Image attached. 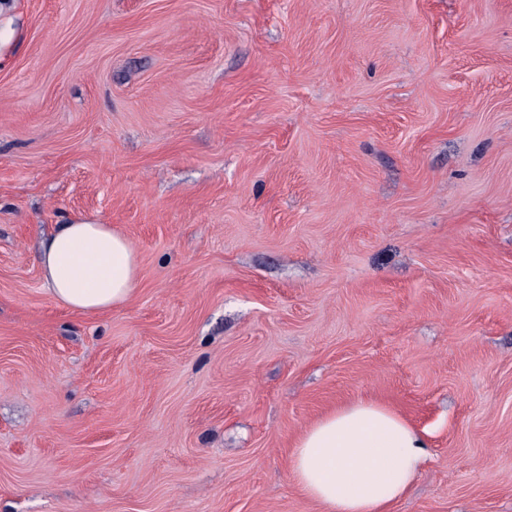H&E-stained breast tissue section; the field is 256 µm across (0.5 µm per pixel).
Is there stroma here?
Segmentation results:
<instances>
[{
    "label": "stroma",
    "mask_w": 512,
    "mask_h": 512,
    "mask_svg": "<svg viewBox=\"0 0 512 512\" xmlns=\"http://www.w3.org/2000/svg\"><path fill=\"white\" fill-rule=\"evenodd\" d=\"M82 220L123 306L45 289ZM357 399L392 512H512V0H0V512H320ZM39 265L52 299L80 313L120 306L138 284L137 254L112 224H61L43 243ZM426 448L403 417L356 401L326 413L298 437L290 471L321 512H389L408 494Z\"/></svg>",
    "instance_id": "1"
}]
</instances>
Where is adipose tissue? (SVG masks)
Segmentation results:
<instances>
[{"label":"adipose tissue","instance_id":"adipose-tissue-1","mask_svg":"<svg viewBox=\"0 0 512 512\" xmlns=\"http://www.w3.org/2000/svg\"><path fill=\"white\" fill-rule=\"evenodd\" d=\"M39 265L52 299L80 313L124 304L138 284L137 254L109 224L61 225L44 242ZM426 459V442L408 421L383 405L356 401L298 437L291 475L321 512H389Z\"/></svg>","mask_w":512,"mask_h":512}]
</instances>
